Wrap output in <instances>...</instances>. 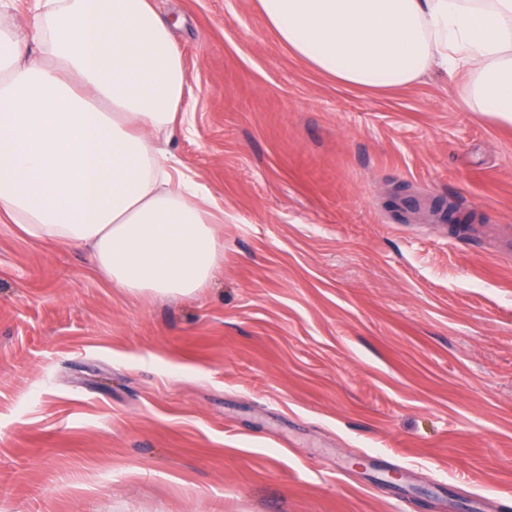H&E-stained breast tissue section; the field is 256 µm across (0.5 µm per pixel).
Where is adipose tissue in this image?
I'll list each match as a JSON object with an SVG mask.
<instances>
[{"label":"adipose tissue","instance_id":"obj_1","mask_svg":"<svg viewBox=\"0 0 512 512\" xmlns=\"http://www.w3.org/2000/svg\"><path fill=\"white\" fill-rule=\"evenodd\" d=\"M281 43L343 86L465 73L468 103L512 125V0H258ZM0 20V216L87 248L136 295L190 297L223 254L204 189L158 145L182 127V56L152 0H35ZM8 3V14L13 22L22 30L29 29L34 21L33 0H0V4Z\"/></svg>","mask_w":512,"mask_h":512}]
</instances>
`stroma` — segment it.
<instances>
[{
	"instance_id": "1",
	"label": "stroma",
	"mask_w": 512,
	"mask_h": 512,
	"mask_svg": "<svg viewBox=\"0 0 512 512\" xmlns=\"http://www.w3.org/2000/svg\"><path fill=\"white\" fill-rule=\"evenodd\" d=\"M153 5L224 263L136 296L0 223V512L512 507V125L459 75L339 85L256 0Z\"/></svg>"
}]
</instances>
